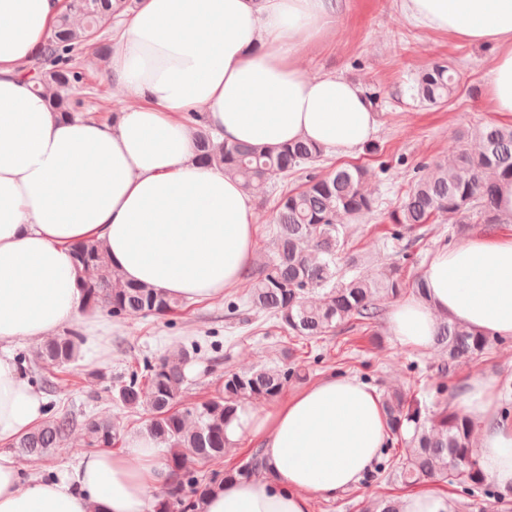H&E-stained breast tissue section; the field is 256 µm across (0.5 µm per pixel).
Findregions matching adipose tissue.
<instances>
[{"mask_svg":"<svg viewBox=\"0 0 512 512\" xmlns=\"http://www.w3.org/2000/svg\"><path fill=\"white\" fill-rule=\"evenodd\" d=\"M417 24L493 51L492 112L512 118V0H400ZM63 0H0V447L31 431L44 398L10 349L77 321L95 325L73 275L74 247L101 243L122 280L188 302L238 286L256 260V214L240 182L194 160L201 113L219 141L278 147L300 139L339 156L376 132L365 90L305 75L301 43L324 36L342 0H140L116 38L107 75L128 100L117 122L64 119L24 77ZM425 294L399 300L390 330L432 345L441 320L512 336V235H477L436 251ZM478 430L476 456L512 486V420L492 381L451 400ZM229 442L257 439L268 470L224 484L203 512H311L369 472L390 436L380 393L325 377L266 412L239 408ZM170 481L164 449L132 435L122 451L83 454L53 479L24 480L0 450V512H152Z\"/></svg>","mask_w":512,"mask_h":512,"instance_id":"1","label":"adipose tissue"}]
</instances>
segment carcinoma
Segmentation results:
<instances>
[{
  "mask_svg": "<svg viewBox=\"0 0 512 512\" xmlns=\"http://www.w3.org/2000/svg\"><path fill=\"white\" fill-rule=\"evenodd\" d=\"M132 0H67L57 25L42 52L45 70L27 71L29 82L41 90L53 111L64 118L76 116L74 99L84 80L77 57L96 44L97 34L111 20L126 13ZM429 105L451 102L457 92L454 69L436 61L420 72L412 86ZM196 128V160L215 166L240 180L246 190L267 180L292 173H305L299 191L288 190L278 198L271 260L259 268L252 280L248 304L276 320L293 338L309 340L353 319L367 326L379 323L381 296L398 297L406 290L399 270L390 267L375 277L355 273L340 275L338 260L347 246L340 214L361 216L372 212L376 201L365 189L371 172L359 166H342L326 176L314 172L325 150L311 142L296 141L277 148L225 145L214 142L201 115L192 114ZM453 160L436 161L422 167L413 188L397 211L386 234L394 241L424 224H499L505 220L498 208V191L504 181L512 182V124H485L462 134L449 146ZM78 287L85 307L103 309L115 318L131 314L167 317L187 303L171 298L144 284L124 283L111 266L98 242L87 241L74 248ZM499 338L465 326L440 322L435 343L448 353V363L438 368L445 378L460 361L490 353ZM79 334L70 331L47 341L37 354L41 387L49 392L58 385L56 372L70 368L77 357ZM202 346L191 343L131 371L118 386L117 404L135 410L147 406L146 433L169 448L168 467L174 483L156 495L154 512H202L206 496L228 481L248 479L267 470L261 450L225 474L192 472L187 462L201 464L219 460L230 448L224 425L238 407L257 401L272 402L288 381L297 376L286 365L262 366L248 372H224L218 393L200 403H181L185 367L190 354ZM445 382L435 387L437 399L428 403L393 391L383 400L392 434L404 439L407 453L395 478L412 487L438 482L452 475L472 493L482 488L487 477L474 453L475 427L459 410L441 399ZM76 414L49 406L47 417L13 447L26 455H42L60 447L77 427ZM83 428L91 448H111L121 439L120 427L110 420L85 418Z\"/></svg>",
  "mask_w": 512,
  "mask_h": 512,
  "instance_id": "obj_1",
  "label": "carcinoma"
}]
</instances>
